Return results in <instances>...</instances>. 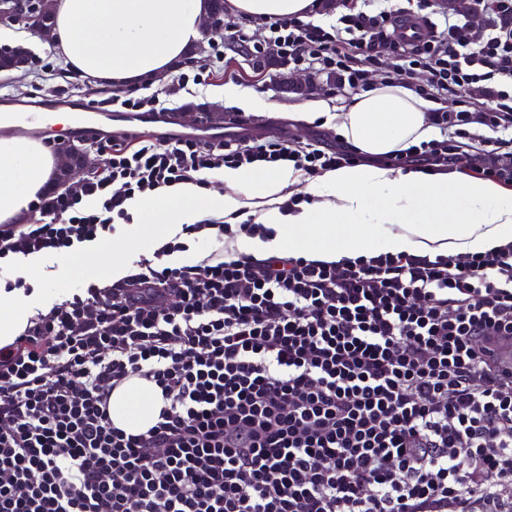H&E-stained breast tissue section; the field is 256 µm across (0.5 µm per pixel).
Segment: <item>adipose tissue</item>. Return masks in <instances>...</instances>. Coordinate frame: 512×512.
I'll list each match as a JSON object with an SVG mask.
<instances>
[{"label": "adipose tissue", "mask_w": 512, "mask_h": 512, "mask_svg": "<svg viewBox=\"0 0 512 512\" xmlns=\"http://www.w3.org/2000/svg\"><path fill=\"white\" fill-rule=\"evenodd\" d=\"M229 13L249 19L306 18L317 0H228ZM209 0H57L53 39L73 74L100 88H128L156 77L200 37ZM433 102L411 87L382 80L352 100L328 107L307 100L292 120L334 123L364 160L304 181L292 164L273 169L225 168L223 191L187 182L130 201L136 225L125 247L153 251L144 224H194L210 216L255 217L272 239L236 241L257 259L289 250L340 264L389 252L470 256L512 242V191L458 173L426 175L385 165V157L429 140ZM56 155L38 137L0 138V223L23 224L29 204L55 178ZM312 203L282 212L299 191ZM164 402L155 384L134 378L112 393V421L131 433L153 426Z\"/></svg>", "instance_id": "adipose-tissue-1"}]
</instances>
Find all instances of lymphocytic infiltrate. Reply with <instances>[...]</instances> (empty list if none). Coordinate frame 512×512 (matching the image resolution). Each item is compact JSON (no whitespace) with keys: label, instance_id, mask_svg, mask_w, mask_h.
<instances>
[{"label":"lymphocytic infiltrate","instance_id":"lymphocytic-infiltrate-1","mask_svg":"<svg viewBox=\"0 0 512 512\" xmlns=\"http://www.w3.org/2000/svg\"><path fill=\"white\" fill-rule=\"evenodd\" d=\"M414 7H348L333 30L268 23L296 67L348 94L371 68L437 102L442 139L393 157L512 182V0H472L484 19L437 11L431 36L398 39ZM426 83H419V72ZM102 170L0 224V260L63 254L132 224L126 203L224 168L293 164L314 176L359 154L281 139L97 141ZM255 219L183 225L133 262L28 320L0 345V512H512V244L466 259L382 252L348 264L281 250L223 251L272 237ZM216 249L172 264L190 241ZM140 378L164 406L146 432L115 427L112 392Z\"/></svg>","mask_w":512,"mask_h":512}]
</instances>
